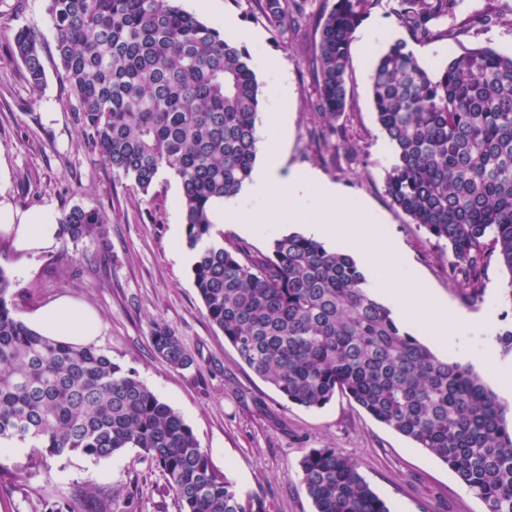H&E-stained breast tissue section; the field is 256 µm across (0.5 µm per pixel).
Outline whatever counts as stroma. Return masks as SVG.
I'll list each match as a JSON object with an SVG mask.
<instances>
[{
    "instance_id": "obj_1",
    "label": "stroma",
    "mask_w": 512,
    "mask_h": 512,
    "mask_svg": "<svg viewBox=\"0 0 512 512\" xmlns=\"http://www.w3.org/2000/svg\"><path fill=\"white\" fill-rule=\"evenodd\" d=\"M333 0H307L306 25L289 24L273 36L255 0H178L179 6L205 21L232 15L257 36L247 45L253 67L275 57L292 89L289 124L269 126L258 114V159L272 140L283 139L284 170L313 168L335 184L342 202L368 207L404 256L402 279L424 282L436 299L458 311L495 316L499 329L512 327V306L503 301L508 275L496 259L482 269V295L472 300L461 279L448 271V253L425 230L393 204L384 189L391 147L377 121L371 95V72L379 56L400 38L392 0H381L362 20L374 28L367 51L352 50L347 78V107L335 121L315 108L317 78L311 57L317 39L315 22ZM46 0H0V223L17 214L42 209L60 214L79 205L105 211V243L57 242L30 261L19 276L21 255L0 234V269L12 281L10 308L19 320L60 297L87 304L100 323L95 346L114 363L136 371L150 389L192 427L212 464L237 488L263 497L272 512H313L299 476V463L311 448H337L352 457L372 490L391 512H485L441 460L415 447L406 437L377 422L357 405L338 397L320 409L289 403L273 387L242 365L223 332L205 315L192 276L194 253L185 242L181 188L160 172L149 193L133 190L130 180L113 173L92 147L87 133L62 100L66 87L56 74V57ZM485 14L486 25L473 24ZM27 26L42 34L46 81L32 88L23 68L12 61V29ZM452 35L415 42L411 48L429 71L469 48L488 46L512 55V0H459L444 22ZM342 138H324L328 125ZM302 225L280 215L277 223L245 232L227 224L214 227V241L245 245L266 254L274 239L302 232ZM164 324L193 356L186 370L169 367L154 352L150 336ZM408 329L439 356L473 366L479 337H457L442 346L434 333L407 319ZM29 449L0 456V512H44L41 494L61 495L79 489L111 487L119 504L131 512H180L161 473L137 448L96 460L74 454L49 460V476L31 475Z\"/></svg>"
}]
</instances>
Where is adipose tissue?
Returning a JSON list of instances; mask_svg holds the SVG:
<instances>
[{
  "label": "adipose tissue",
  "mask_w": 512,
  "mask_h": 512,
  "mask_svg": "<svg viewBox=\"0 0 512 512\" xmlns=\"http://www.w3.org/2000/svg\"><path fill=\"white\" fill-rule=\"evenodd\" d=\"M0 231L12 235L17 252L28 255L51 247L58 238L60 226L56 216L32 211L25 213L19 223L0 226ZM29 322L42 334L83 345L94 343L100 329L90 308L66 298L37 309Z\"/></svg>",
  "instance_id": "1"
}]
</instances>
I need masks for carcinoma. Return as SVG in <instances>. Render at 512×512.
<instances>
[{"label":"carcinoma","mask_w":512,"mask_h":512,"mask_svg":"<svg viewBox=\"0 0 512 512\" xmlns=\"http://www.w3.org/2000/svg\"><path fill=\"white\" fill-rule=\"evenodd\" d=\"M66 105L112 171L149 192L160 171L180 183L185 241L207 318L239 360L288 402L322 408L344 397L424 448L457 475L486 512H512V424L496 393L467 366L437 356L367 287L350 255L289 233L256 258L212 242L211 205L250 179L260 86L250 55L177 0H47ZM379 0H334L316 23V108L347 102L353 34ZM457 0H395L397 24L432 41ZM273 34L305 19L300 0H259ZM44 40L19 28L10 54L31 87L46 80ZM371 93L392 146L384 186L392 202L448 249V268L472 298L494 255L512 304V55L468 49L430 73L395 40L376 61ZM60 236L95 240L105 212L74 206ZM0 269V441L32 449L30 465L80 453L107 459L139 448L160 469L180 512H270L214 469L183 416L132 370L93 346L45 336L16 319ZM154 352L194 365L176 332L154 328ZM300 481L314 512H390L357 463L311 448ZM92 512L112 510V486ZM45 512H80L81 498L44 499Z\"/></svg>","instance_id":"carcinoma-1"}]
</instances>
